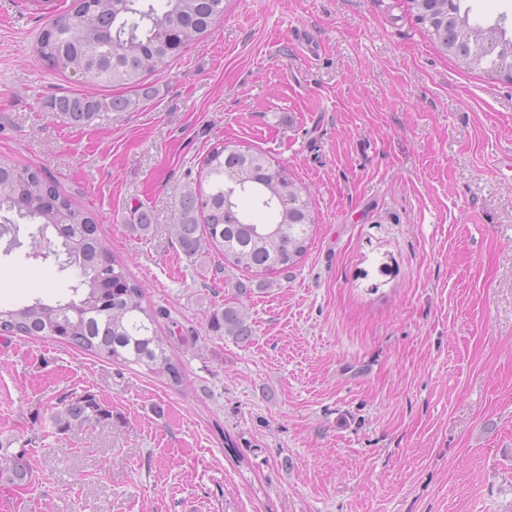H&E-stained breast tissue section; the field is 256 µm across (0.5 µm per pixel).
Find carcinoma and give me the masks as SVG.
Instances as JSON below:
<instances>
[{"label": "carcinoma", "mask_w": 512, "mask_h": 512, "mask_svg": "<svg viewBox=\"0 0 512 512\" xmlns=\"http://www.w3.org/2000/svg\"><path fill=\"white\" fill-rule=\"evenodd\" d=\"M463 0H408L411 15L442 50L472 69L492 71L507 62L512 39L500 25L484 28ZM224 14V0H74L53 15L38 39L37 52L53 70L70 71L88 87L130 89L135 97L111 100L82 93L52 101L69 123L82 126L104 110L131 112L153 98L148 76L202 39ZM205 181L182 191L171 231L182 252L193 257L209 245L224 263L249 272L286 271L307 251L314 224L311 207L288 171L262 153L219 144L203 158ZM62 238L59 271H73L74 298L53 304L35 298L0 306V331L26 337H55L89 355L144 366L182 383L180 368L159 336L157 311L122 265L109 258L92 212L38 168L0 158V240L5 252L24 246L20 222ZM211 327L246 342L252 326L246 309L226 305ZM110 419L93 395L73 398L56 409L55 426L102 424ZM24 455L0 457V478L16 487L30 484Z\"/></svg>", "instance_id": "obj_1"}]
</instances>
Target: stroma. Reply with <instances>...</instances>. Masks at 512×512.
Segmentation results:
<instances>
[{"label":"stroma","mask_w":512,"mask_h":512,"mask_svg":"<svg viewBox=\"0 0 512 512\" xmlns=\"http://www.w3.org/2000/svg\"><path fill=\"white\" fill-rule=\"evenodd\" d=\"M71 2L0 0V156L92 210L184 381L0 335V449L32 473L0 512H512V81L461 69L405 0H226L154 99L75 127L51 102L81 85L34 52ZM221 142L285 167L315 217L248 297L170 233ZM71 283L0 253L1 305ZM234 303L249 342L210 328ZM87 392L108 426L56 428Z\"/></svg>","instance_id":"stroma-1"}]
</instances>
